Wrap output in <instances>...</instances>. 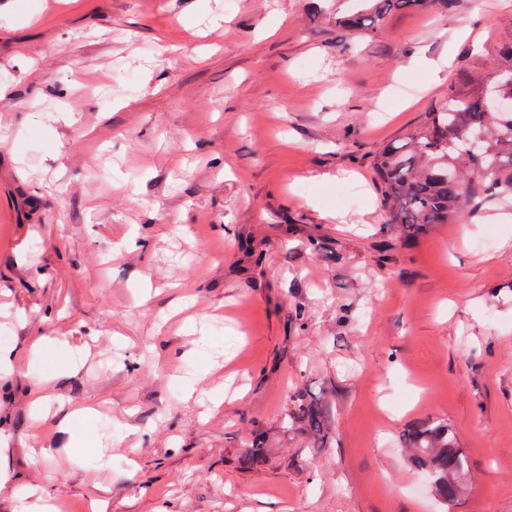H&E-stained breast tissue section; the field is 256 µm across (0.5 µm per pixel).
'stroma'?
<instances>
[{
  "label": "stroma",
  "mask_w": 512,
  "mask_h": 512,
  "mask_svg": "<svg viewBox=\"0 0 512 512\" xmlns=\"http://www.w3.org/2000/svg\"><path fill=\"white\" fill-rule=\"evenodd\" d=\"M350 2L0 0V512H438L440 419L454 512H512V206L407 241L372 168L512 0L353 48ZM325 388L327 447L241 466ZM401 445L407 451V466L428 475L431 493L443 512H450L467 489L470 475L455 429L444 420L416 425L403 434ZM273 449L272 439H266L264 434H256L251 442L245 444L243 460L249 466H258Z\"/></svg>",
  "instance_id": "1"
}]
</instances>
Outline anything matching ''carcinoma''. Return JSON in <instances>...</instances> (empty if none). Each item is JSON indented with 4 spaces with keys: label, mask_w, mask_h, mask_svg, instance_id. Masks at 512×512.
I'll return each instance as SVG.
<instances>
[{
    "label": "carcinoma",
    "mask_w": 512,
    "mask_h": 512,
    "mask_svg": "<svg viewBox=\"0 0 512 512\" xmlns=\"http://www.w3.org/2000/svg\"><path fill=\"white\" fill-rule=\"evenodd\" d=\"M452 0H358L350 14L336 16L349 43L375 33L394 11L448 10ZM512 101V46L488 54V65L450 84L448 97L435 103L423 122L375 156L374 169L403 237L413 239L437 224L475 223L494 202L512 203V113L488 107V99ZM336 391L298 395L294 412L280 429L299 436L308 448H324L336 425ZM407 466L428 475L430 490L444 512L465 492L469 460L457 433L444 420L416 425L403 434ZM273 450L257 434L245 444L243 460L258 466Z\"/></svg>",
    "instance_id": "1"
}]
</instances>
